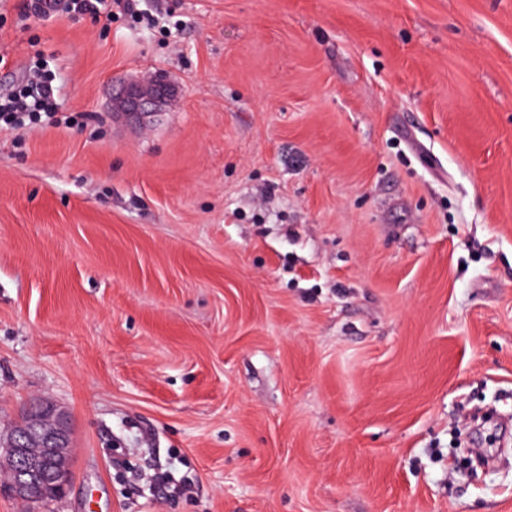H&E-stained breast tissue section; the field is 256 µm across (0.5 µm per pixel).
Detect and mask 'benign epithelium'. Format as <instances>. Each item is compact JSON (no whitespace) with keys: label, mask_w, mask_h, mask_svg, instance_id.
Segmentation results:
<instances>
[{"label":"benign epithelium","mask_w":512,"mask_h":512,"mask_svg":"<svg viewBox=\"0 0 512 512\" xmlns=\"http://www.w3.org/2000/svg\"><path fill=\"white\" fill-rule=\"evenodd\" d=\"M168 94L160 82H130L120 89L115 108L119 112H145ZM69 429L64 411L45 402L31 409L26 426L9 435L7 456L8 489L19 499L61 496L69 483L66 466Z\"/></svg>","instance_id":"1"}]
</instances>
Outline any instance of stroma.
Wrapping results in <instances>:
<instances>
[{
	"instance_id": "1",
	"label": "stroma",
	"mask_w": 512,
	"mask_h": 512,
	"mask_svg": "<svg viewBox=\"0 0 512 512\" xmlns=\"http://www.w3.org/2000/svg\"><path fill=\"white\" fill-rule=\"evenodd\" d=\"M0 0V512H512V0ZM164 79L135 121L112 89ZM141 0H26L24 10L37 15H46L59 10L76 13L97 20L102 15L112 17L124 14L132 17L142 15ZM49 62L41 64L42 73L36 82L23 85L18 93L0 98V123L22 127L26 123L51 121L56 108L55 74L48 69ZM5 447L7 456L1 455L0 466H7L8 489L15 497L44 498L32 503L47 504L64 493L69 483L66 460L70 448L64 411L41 402L28 412L26 426L9 435Z\"/></svg>"
}]
</instances>
